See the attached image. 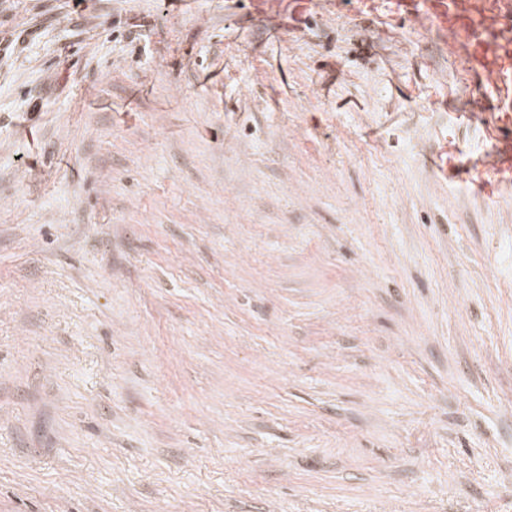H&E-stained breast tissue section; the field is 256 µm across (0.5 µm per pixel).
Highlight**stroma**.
I'll list each match as a JSON object with an SVG mask.
<instances>
[{
	"instance_id": "1",
	"label": "stroma",
	"mask_w": 512,
	"mask_h": 512,
	"mask_svg": "<svg viewBox=\"0 0 512 512\" xmlns=\"http://www.w3.org/2000/svg\"><path fill=\"white\" fill-rule=\"evenodd\" d=\"M503 100L426 0H0V512H512ZM491 158L490 167L486 168V164L483 165V169L476 168L472 174V180L478 187H482L485 183L484 174L492 172L493 176L499 181L512 182V146L507 145L506 147H499L494 145L490 155Z\"/></svg>"
}]
</instances>
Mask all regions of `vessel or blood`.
<instances>
[{
	"mask_svg": "<svg viewBox=\"0 0 512 512\" xmlns=\"http://www.w3.org/2000/svg\"><path fill=\"white\" fill-rule=\"evenodd\" d=\"M443 17L457 49L474 70H489L504 84H512V0H430ZM488 170H475L472 179L484 185L485 172L512 182V146L493 147Z\"/></svg>",
	"mask_w": 512,
	"mask_h": 512,
	"instance_id": "obj_1",
	"label": "vessel or blood"
}]
</instances>
